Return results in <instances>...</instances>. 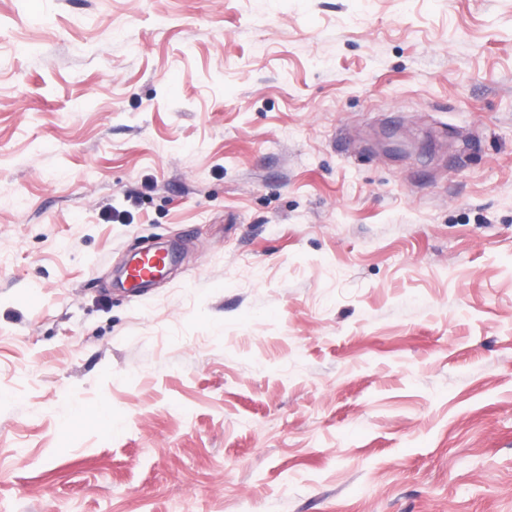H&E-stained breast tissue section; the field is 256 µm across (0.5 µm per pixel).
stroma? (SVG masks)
<instances>
[{
	"label": "stroma",
	"mask_w": 512,
	"mask_h": 512,
	"mask_svg": "<svg viewBox=\"0 0 512 512\" xmlns=\"http://www.w3.org/2000/svg\"><path fill=\"white\" fill-rule=\"evenodd\" d=\"M0 512H512V0H0ZM167 255L157 252L141 256L130 268V275L137 281H148L153 279L161 270L159 267L167 264Z\"/></svg>",
	"instance_id": "stroma-1"
}]
</instances>
